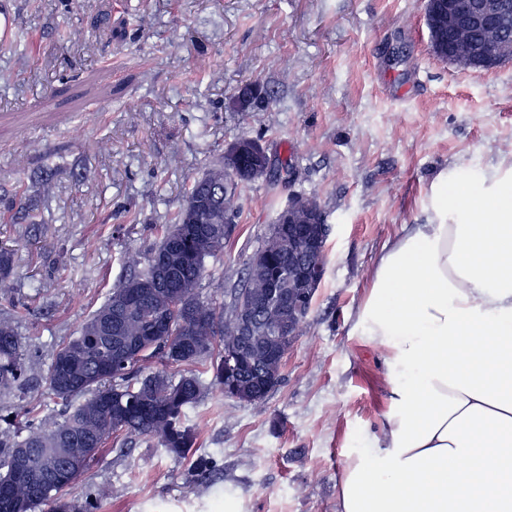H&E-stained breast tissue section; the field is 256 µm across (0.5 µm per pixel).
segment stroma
<instances>
[{
  "instance_id": "stroma-1",
  "label": "stroma",
  "mask_w": 512,
  "mask_h": 512,
  "mask_svg": "<svg viewBox=\"0 0 512 512\" xmlns=\"http://www.w3.org/2000/svg\"><path fill=\"white\" fill-rule=\"evenodd\" d=\"M14 3L37 49L0 43V242L16 251L0 312L18 311L34 372L118 283L126 253H148L186 178L238 137L260 139L271 177L245 187L202 297L238 286L293 195L330 226L276 389L238 402L203 373L191 458L141 437L104 450L70 496L110 488L97 512H336L342 467L387 405L380 354L351 333L371 265L402 225L424 223L439 173L512 159V62L486 73L436 57L424 0ZM249 83L270 103L230 109Z\"/></svg>"
}]
</instances>
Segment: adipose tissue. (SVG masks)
Returning <instances> with one entry per match:
<instances>
[{
    "label": "adipose tissue",
    "instance_id": "ef3b65f1",
    "mask_svg": "<svg viewBox=\"0 0 512 512\" xmlns=\"http://www.w3.org/2000/svg\"><path fill=\"white\" fill-rule=\"evenodd\" d=\"M370 279L352 331L382 355L387 409L337 512H512V164L440 173Z\"/></svg>",
    "mask_w": 512,
    "mask_h": 512
}]
</instances>
